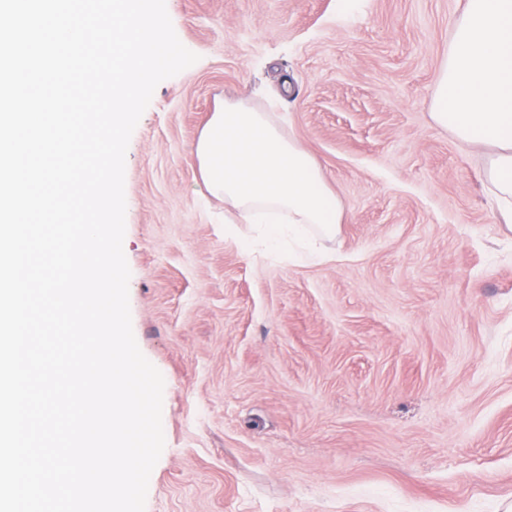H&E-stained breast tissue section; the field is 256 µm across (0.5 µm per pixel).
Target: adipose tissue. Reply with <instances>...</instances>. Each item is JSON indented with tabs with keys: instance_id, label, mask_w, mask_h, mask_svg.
<instances>
[{
	"instance_id": "1",
	"label": "adipose tissue",
	"mask_w": 512,
	"mask_h": 512,
	"mask_svg": "<svg viewBox=\"0 0 512 512\" xmlns=\"http://www.w3.org/2000/svg\"><path fill=\"white\" fill-rule=\"evenodd\" d=\"M468 144L489 150L497 211L512 223V0H467L433 114Z\"/></svg>"
}]
</instances>
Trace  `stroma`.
<instances>
[{"instance_id": "35a3bbf8", "label": "stroma", "mask_w": 512, "mask_h": 512, "mask_svg": "<svg viewBox=\"0 0 512 512\" xmlns=\"http://www.w3.org/2000/svg\"><path fill=\"white\" fill-rule=\"evenodd\" d=\"M466 0H166L197 62L125 158L132 328L164 381L146 512H512V226L437 125ZM269 113L343 213L321 261L224 236L194 148Z\"/></svg>"}]
</instances>
